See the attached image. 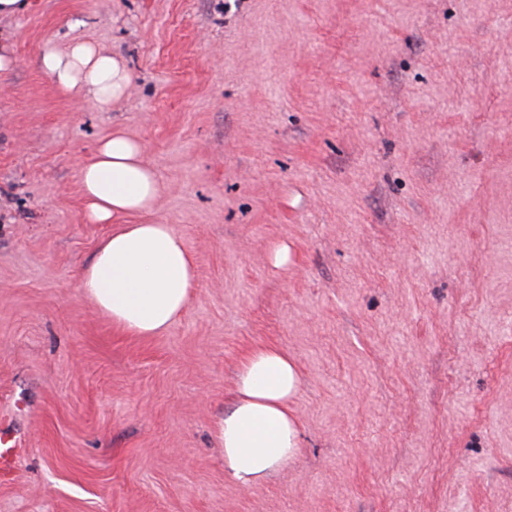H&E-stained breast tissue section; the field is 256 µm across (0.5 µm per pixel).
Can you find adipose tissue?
<instances>
[{"instance_id": "ef3b65f1", "label": "adipose tissue", "mask_w": 512, "mask_h": 512, "mask_svg": "<svg viewBox=\"0 0 512 512\" xmlns=\"http://www.w3.org/2000/svg\"><path fill=\"white\" fill-rule=\"evenodd\" d=\"M40 66L57 89L101 112L120 102L134 80L122 55L87 41L63 49L44 43ZM79 176L87 220L110 227L79 274L81 294L126 334L165 332L195 291L194 257L171 225L146 220L164 185L143 143L113 131L82 163ZM133 215L143 216V223H130ZM298 386L294 364L277 348H256L242 362L234 403L218 424L224 467L240 485L267 477L295 455L297 423L288 401Z\"/></svg>"}]
</instances>
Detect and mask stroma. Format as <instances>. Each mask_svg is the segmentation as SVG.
Here are the masks:
<instances>
[{
  "label": "stroma",
  "mask_w": 512,
  "mask_h": 512,
  "mask_svg": "<svg viewBox=\"0 0 512 512\" xmlns=\"http://www.w3.org/2000/svg\"><path fill=\"white\" fill-rule=\"evenodd\" d=\"M0 32V512H512V0H33ZM48 40L120 53L127 98L59 91ZM116 128L195 257L158 336L77 289ZM258 346L299 450L243 486L215 427Z\"/></svg>",
  "instance_id": "stroma-1"
}]
</instances>
